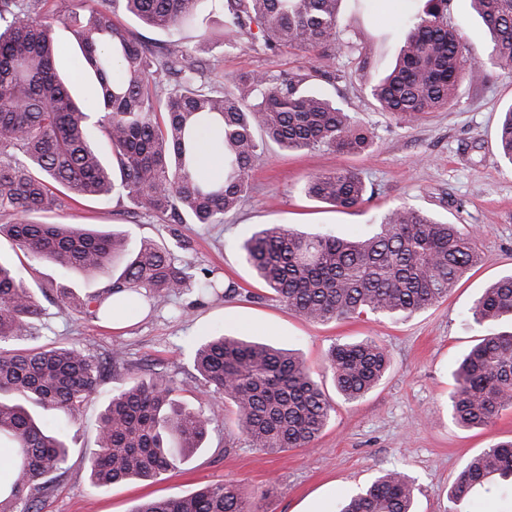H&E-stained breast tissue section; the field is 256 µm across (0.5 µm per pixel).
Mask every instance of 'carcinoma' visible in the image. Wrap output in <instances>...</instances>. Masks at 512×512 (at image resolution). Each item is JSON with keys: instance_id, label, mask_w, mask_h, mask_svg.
<instances>
[{"instance_id": "1", "label": "carcinoma", "mask_w": 512, "mask_h": 512, "mask_svg": "<svg viewBox=\"0 0 512 512\" xmlns=\"http://www.w3.org/2000/svg\"><path fill=\"white\" fill-rule=\"evenodd\" d=\"M121 5L142 26L181 33L198 25L202 0H0V238L24 255L66 269L100 273L111 284L101 294L58 289L74 314L104 319L114 304L155 308L174 294L225 297L224 283L190 271L165 248L85 224H44L34 213H56L82 200L126 198L173 224H222L249 188V173L266 142L287 150L327 147L362 152L373 136L351 113L309 89L318 66L272 75L244 72L226 92L178 38L164 52L116 24L102 3ZM224 14L220 44L241 41L258 54L314 51L342 39V0H211ZM450 0H426L409 21L396 64L370 83L380 109L412 120L447 106L462 79L485 82L487 64L512 65V0H470L492 41L489 62L468 56L448 21ZM73 29L89 74L98 83L94 107L80 104L56 63L53 26ZM222 142L224 172L215 181L195 176L197 132ZM108 144L111 160L93 141ZM512 164V106L497 138ZM306 195L350 209L367 187L352 170L317 173ZM243 260L272 298L297 316L328 323L372 314L408 317L429 309L482 260L473 238L454 224L412 207L388 211L371 234L342 238L304 234L286 224H264L240 244ZM470 319L484 335L453 371V417L466 427L488 425L512 406V273L474 299ZM36 293L22 272L0 261V342L20 340L42 318ZM197 380L234 408L248 446L268 452L309 446L334 411L331 397L296 353L220 331L190 345ZM326 368L348 402L366 395L389 368L372 340L335 343ZM103 363L75 344L0 347V447L15 450L9 477L0 482V512H35L51 475L64 469L65 427L33 409L77 418L104 381ZM165 374L135 375L117 387L100 416L97 448L88 457L92 482L109 486L155 480L202 447L209 418L177 399ZM512 480V440L473 457L460 471L452 499L489 493ZM271 487L245 499L238 484L207 485L187 495L143 502L135 512H267ZM415 485L391 469L337 512H411Z\"/></svg>"}]
</instances>
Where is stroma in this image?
I'll return each mask as SVG.
<instances>
[{"instance_id":"obj_1","label":"stroma","mask_w":512,"mask_h":512,"mask_svg":"<svg viewBox=\"0 0 512 512\" xmlns=\"http://www.w3.org/2000/svg\"><path fill=\"white\" fill-rule=\"evenodd\" d=\"M385 5V0H363L359 6L342 0L344 44L275 55L256 54L244 42L232 49L220 46L223 15L212 10L209 0L200 6L204 27L217 44L199 58L209 65L217 84L229 86L235 75L247 71L277 74L321 66L335 78L318 80L316 91L335 99L372 132L369 150L288 151L268 144L254 165L243 206L226 214L220 224L176 226L114 197L47 215L52 224H87L165 245L182 262L223 280L234 291L224 299L204 301L193 293L176 294L164 307L133 311L116 330L109 322L62 310L55 301L58 286L80 294L101 291L110 283L107 276L29 261L28 280L34 290L44 291L40 303L45 313L24 346L74 343L103 361L119 348L128 360L127 365L107 369L104 383L69 424V460L51 493L39 502V512H135L142 501L187 495L227 480L237 482L249 500L275 487L269 512H336L340 498L358 492L388 469L401 470L413 481L414 512H452L456 507L461 512H512L511 497L488 495L458 506L450 498L457 474L471 458L512 439V407L488 426L468 428L453 419L449 399L457 360L481 337L467 309L491 282L512 272V164L496 149L503 113L512 106V67H491L487 84L462 82L446 108L416 122L400 121L382 112L369 91L370 78L393 67L407 31L404 17L385 18ZM448 19L471 55L489 57V33L469 0H450ZM54 37L59 70L70 77L73 94L92 103L97 88L83 78L85 62L72 31L59 26ZM359 40L373 46L364 67L348 48L349 42ZM339 168L356 170L373 190L356 209L343 211L304 192L308 176ZM401 205L457 225L484 255L483 264L467 273L447 299L408 318L363 315L328 324L305 322L285 305L265 298L241 257V241L263 224L356 236L373 232L386 212ZM217 330L298 350L311 371L322 377L334 410L313 444L281 453L249 447L238 432L230 403L195 391L187 345ZM367 338L387 351L390 367L376 388L349 403L336 394L326 374L325 354L333 344ZM146 369L163 371L180 399L206 411L210 425L204 444L159 480L95 486L87 454L96 446L99 416L113 388L132 371Z\"/></svg>"}]
</instances>
